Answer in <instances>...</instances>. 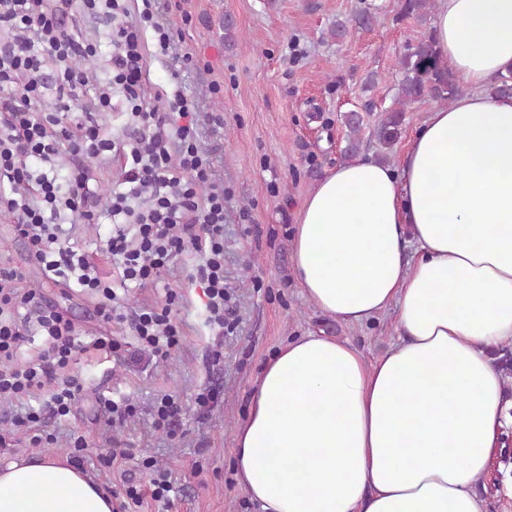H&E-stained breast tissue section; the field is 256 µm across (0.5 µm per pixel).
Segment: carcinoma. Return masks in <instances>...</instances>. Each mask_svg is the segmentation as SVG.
Listing matches in <instances>:
<instances>
[{
    "instance_id": "carcinoma-1",
    "label": "carcinoma",
    "mask_w": 512,
    "mask_h": 512,
    "mask_svg": "<svg viewBox=\"0 0 512 512\" xmlns=\"http://www.w3.org/2000/svg\"><path fill=\"white\" fill-rule=\"evenodd\" d=\"M402 78L396 106L385 111L377 126V138L385 146L394 144L400 137L403 112L407 107L424 98L446 104L464 93L458 78L441 64L439 51L431 39L419 42L408 49L401 60ZM345 124L350 130L349 153L358 147L355 135L362 124L355 112L345 115Z\"/></svg>"
}]
</instances>
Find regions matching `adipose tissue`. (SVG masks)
<instances>
[{
    "label": "adipose tissue",
    "instance_id": "obj_1",
    "mask_svg": "<svg viewBox=\"0 0 512 512\" xmlns=\"http://www.w3.org/2000/svg\"><path fill=\"white\" fill-rule=\"evenodd\" d=\"M469 91L429 112L397 165L356 158L304 200L290 250L321 312L361 324L396 309L375 361L331 336L288 341L254 382L234 436L262 512H487L476 491L512 399V0H439L432 22ZM0 512H113L57 456L0 465Z\"/></svg>",
    "mask_w": 512,
    "mask_h": 512
}]
</instances>
